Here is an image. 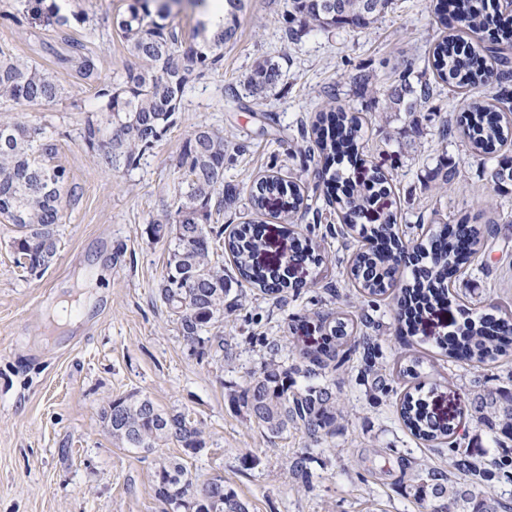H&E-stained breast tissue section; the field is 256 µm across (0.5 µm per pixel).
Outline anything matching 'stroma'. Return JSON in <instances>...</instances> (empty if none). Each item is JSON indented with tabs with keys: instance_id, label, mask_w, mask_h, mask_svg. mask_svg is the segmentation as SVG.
<instances>
[{
	"instance_id": "35a3bbf8",
	"label": "stroma",
	"mask_w": 512,
	"mask_h": 512,
	"mask_svg": "<svg viewBox=\"0 0 512 512\" xmlns=\"http://www.w3.org/2000/svg\"><path fill=\"white\" fill-rule=\"evenodd\" d=\"M129 2L68 0L98 28L96 39L79 25L32 21L17 0H8L0 14V46L65 82L62 99L26 111L55 139L70 190L56 254L44 272L16 265V228L0 218V512H162L154 494L156 463L181 455V448L151 454L123 448L102 428L109 402L132 392L198 423L206 447L188 460L193 474L202 483L223 477L249 512H426L412 487L447 470L452 453L414 438L399 419L407 383L389 369L406 352L422 355L425 372L440 379L426 399L457 424V440L471 459L511 461L512 441L467 417L465 405L469 394L512 389V364L476 368L436 346L435 337L462 323L458 307L430 315L419 335L410 336L391 299L362 298L347 264L362 239L355 231L336 235V206L299 154L306 145L302 129L327 94H335L363 119L367 167L393 178L392 209L405 237L420 235V222L452 225L465 214L491 228L472 274L455 287L475 313L512 302V188L494 193L490 180L499 161L512 156V143L475 156L457 134L469 92L434 77L432 49L443 32L432 0H393L369 29L306 30L295 40L288 37V0H250L235 38L224 46L222 66L194 83L176 125L138 168L110 171L82 140L97 84L83 76L81 57H94L105 77L135 65L113 27ZM263 59L277 62L281 76L257 101L244 81ZM402 74L413 86H433L419 112L387 106ZM357 75L366 83H354ZM199 125L223 129L235 145L224 159V181L239 199L219 223L229 230L261 220L268 262L286 261L292 241L273 217L276 203L255 215L253 184L273 174L323 200L320 211L301 214L298 230L321 241L324 261L291 265L295 287L283 297L239 283L233 263L225 262L237 300L223 328L234 352L230 363L198 357L185 345L158 292L170 240L148 232L153 219L175 212L176 162ZM327 312L353 318L355 334L377 346L375 370L386 384L373 390L360 352L337 347L324 379L343 414L335 434L317 443L292 428L270 436L232 398L259 371L267 342L277 343L293 365L322 349L327 330L320 316ZM302 452L310 458L304 475L290 467Z\"/></svg>"
}]
</instances>
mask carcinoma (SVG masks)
I'll use <instances>...</instances> for the list:
<instances>
[{
    "label": "carcinoma",
    "instance_id": "carcinoma-1",
    "mask_svg": "<svg viewBox=\"0 0 512 512\" xmlns=\"http://www.w3.org/2000/svg\"><path fill=\"white\" fill-rule=\"evenodd\" d=\"M231 24L213 33L203 44L188 43L170 20L166 0H132L127 14L117 28L139 60L116 78L100 82L97 92L101 118H89L83 129V142L94 151L108 170L136 168L141 159L153 151L176 124V114L189 88L203 69H215L224 59V44L236 34L237 16L245 11L247 0H225ZM392 0H290V15L300 29L289 30L293 40L299 30L348 26L368 29L383 15ZM24 11L33 20L46 18L59 26L70 21L86 24L83 12L68 17L55 3L47 0H24ZM434 21L457 33L435 44L432 66L436 76L460 88L490 84L491 73L483 59L471 48L465 35L482 33L490 27L479 0H453L449 12L435 11ZM280 76L279 65L265 60L256 65L246 78L248 91L262 96ZM65 93L62 78L56 73L21 60L0 49V104L14 113L0 122V216L18 228L13 247L31 271L49 266L56 249V228L63 217V200L68 187L66 169L55 163L57 144L46 130L27 119L23 107L50 106ZM431 85L416 89L405 83L390 95L391 103L405 107L411 114L426 104ZM330 100L318 113L308 132L324 158L320 174L323 180L344 178L345 171L357 165L363 140V121L347 115ZM469 112L458 129L471 151L479 155L497 144L512 141V125L488 111L478 101L468 103ZM231 143L224 131L198 126L186 138L177 167L182 170L176 223L156 220L150 224L154 237L173 236L174 246L167 262V277L159 294L174 316L180 334L189 349L200 357L233 360V352L224 336L215 332L224 323V299L232 282L224 278V267L213 260L217 244L231 256L240 277L268 294H280L293 287L287 269L275 270L261 256L267 242L263 225L239 224L227 238L223 228L210 223L214 214L235 206L237 193L224 186V157ZM391 178L378 171L369 186L351 185L342 191L336 203L342 224L350 230L360 229L364 244L349 258L350 274L360 294L371 302L390 293L396 314L406 318L414 330L429 312L451 304L454 295L449 284L451 268L466 267L472 256L484 246V233L461 217L450 232H431L427 237L407 241L400 235L398 215L382 213L380 223L358 227L364 213L374 201L391 192ZM494 188L502 190L512 184V163L504 162L491 173ZM275 197L280 210L275 217L294 222L305 207L299 184L276 175L257 180L250 201L257 212L266 209ZM294 253L311 261L322 262L320 245L294 230ZM411 252L420 267V280L406 283L400 276L402 256ZM454 337L436 340L448 356L478 367L495 364L512 357V305L491 304L476 316L464 312ZM337 345L351 342L354 321L345 317L322 316ZM279 346L270 347L269 358L237 397L246 415L271 436H279L288 427L301 429L314 441L334 434L341 413L336 398L327 386L310 385L294 391L288 385L291 370L278 361ZM336 349L325 348L309 358L305 376L326 374ZM422 362L401 355L393 371L401 378L417 379ZM112 411H103V429L123 448L152 452L173 443L184 450L185 457H164L155 471V497L162 512H248L236 492L226 489L221 476L197 484L186 457L206 448L202 431L184 412H165L148 396L130 394L111 402ZM467 415L497 430L512 440V391H489L468 401ZM400 419L414 437L454 448L456 426L448 424L429 410L422 396V386L404 393ZM450 467L468 477L461 482L443 471L431 474L415 486V497L431 512H512V503L479 491L477 485L490 480L493 469L501 463L478 464L467 455L452 458Z\"/></svg>",
    "mask_w": 512,
    "mask_h": 512
}]
</instances>
